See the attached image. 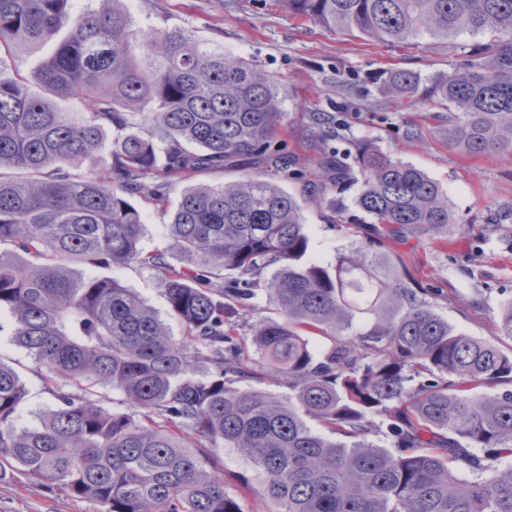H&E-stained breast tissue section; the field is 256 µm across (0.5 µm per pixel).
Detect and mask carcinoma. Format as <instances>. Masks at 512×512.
Here are the masks:
<instances>
[{
	"instance_id": "carcinoma-1",
	"label": "carcinoma",
	"mask_w": 512,
	"mask_h": 512,
	"mask_svg": "<svg viewBox=\"0 0 512 512\" xmlns=\"http://www.w3.org/2000/svg\"><path fill=\"white\" fill-rule=\"evenodd\" d=\"M73 2L0 0V245L12 246L0 251V313L46 376L118 391L143 420L57 392L39 424L21 427L25 387L0 360V467L103 512H244V492L265 512H512V354L455 329L371 241L333 266L302 262L305 194L279 180L305 172L284 152L268 73L181 30L155 31L140 52L125 0L77 14L60 39ZM282 2L368 42L453 50L461 62L447 74H381L366 107H426L459 152L512 155V0ZM49 42L35 72L11 70L7 57ZM62 99L89 110L63 112ZM312 124L315 177L340 189L349 169L325 120ZM355 152L356 206L374 223L448 232L436 181L369 141ZM254 166L269 177L195 184L170 206L194 173ZM135 199L168 215L181 266L139 249ZM131 265L155 273L166 317L92 273ZM263 289L276 319L254 318ZM266 381L288 399L253 388ZM217 448L238 449L259 482L207 469Z\"/></svg>"
}]
</instances>
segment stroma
<instances>
[{
  "label": "stroma",
  "mask_w": 512,
  "mask_h": 512,
  "mask_svg": "<svg viewBox=\"0 0 512 512\" xmlns=\"http://www.w3.org/2000/svg\"><path fill=\"white\" fill-rule=\"evenodd\" d=\"M134 42L157 29H181L224 52L252 60L282 87L280 109L288 152L316 169L311 119L331 118L337 148L349 150L350 139L373 142L383 151L423 170L448 195L455 222L447 237L400 238L373 223L354 204L357 183L337 194L335 205H309L303 211L310 229L308 257L335 263L353 243L370 239L378 253L391 255L437 298L436 309L456 329L487 339L504 351L512 336L501 327L500 306L512 299V158L489 153L468 157L449 147L439 133L424 140L406 137L408 125L422 122V111L386 104L369 112L363 102L374 94L373 80L400 66L430 77L451 72L459 57L451 51L404 45L390 47L342 35L288 13L281 0H126ZM142 250L163 251L172 265L180 257L170 249L168 218L143 210ZM112 277L137 291L158 312L166 303L151 270L137 266L106 268ZM0 358L12 365L25 386L18 407L20 424L33 425L53 408L56 392L72 391L63 377L45 378L33 357L15 346L11 318L0 316ZM91 500L31 478L25 471L0 472V512H101Z\"/></svg>",
  "instance_id": "1"
}]
</instances>
